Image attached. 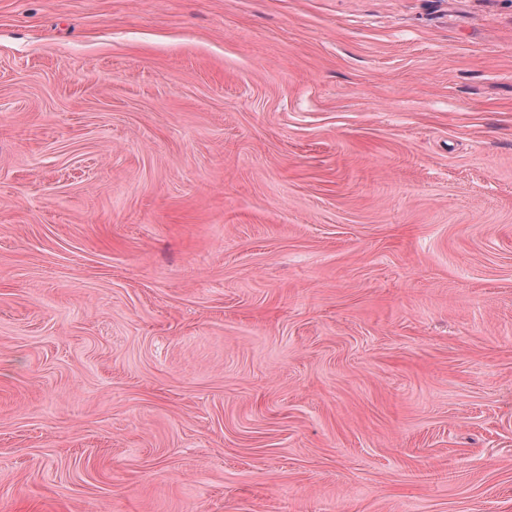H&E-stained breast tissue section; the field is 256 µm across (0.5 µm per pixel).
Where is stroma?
I'll list each match as a JSON object with an SVG mask.
<instances>
[{
    "label": "stroma",
    "mask_w": 512,
    "mask_h": 512,
    "mask_svg": "<svg viewBox=\"0 0 512 512\" xmlns=\"http://www.w3.org/2000/svg\"><path fill=\"white\" fill-rule=\"evenodd\" d=\"M0 512H512V0H0Z\"/></svg>",
    "instance_id": "obj_1"
}]
</instances>
